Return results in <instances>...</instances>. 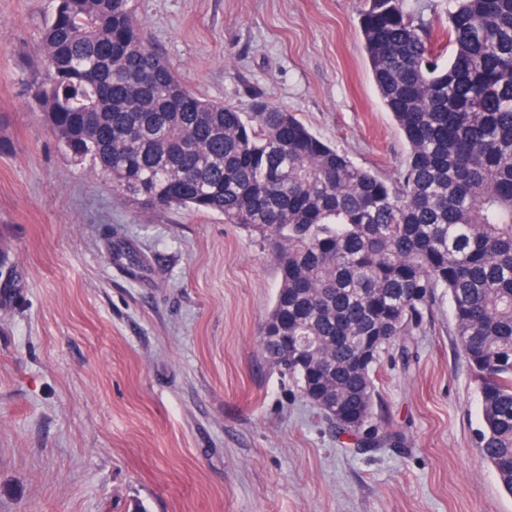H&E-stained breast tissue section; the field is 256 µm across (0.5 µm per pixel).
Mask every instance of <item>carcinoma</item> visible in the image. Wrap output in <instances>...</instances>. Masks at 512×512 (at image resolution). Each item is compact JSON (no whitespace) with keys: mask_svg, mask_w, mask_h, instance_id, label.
I'll return each instance as SVG.
<instances>
[{"mask_svg":"<svg viewBox=\"0 0 512 512\" xmlns=\"http://www.w3.org/2000/svg\"><path fill=\"white\" fill-rule=\"evenodd\" d=\"M359 28L407 145L394 179L262 97H198L134 0H55L29 88L60 149L140 212L218 213L265 237L280 285L262 349L339 433L372 422L380 354L409 361L447 296L483 456L512 492V0H448L437 27L406 0H365Z\"/></svg>","mask_w":512,"mask_h":512,"instance_id":"cac0c4a2","label":"carcinoma"}]
</instances>
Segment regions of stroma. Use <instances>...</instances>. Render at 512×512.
Wrapping results in <instances>:
<instances>
[{
	"label": "stroma",
	"mask_w": 512,
	"mask_h": 512,
	"mask_svg": "<svg viewBox=\"0 0 512 512\" xmlns=\"http://www.w3.org/2000/svg\"><path fill=\"white\" fill-rule=\"evenodd\" d=\"M53 0H0V512H512L480 448L448 301L382 353L401 445L338 434L269 364L268 243L216 214H143L70 160L32 100ZM363 0H135L183 83L297 113L395 177L407 146L373 83ZM143 261L141 277L116 246Z\"/></svg>",
	"instance_id": "stroma-1"
}]
</instances>
